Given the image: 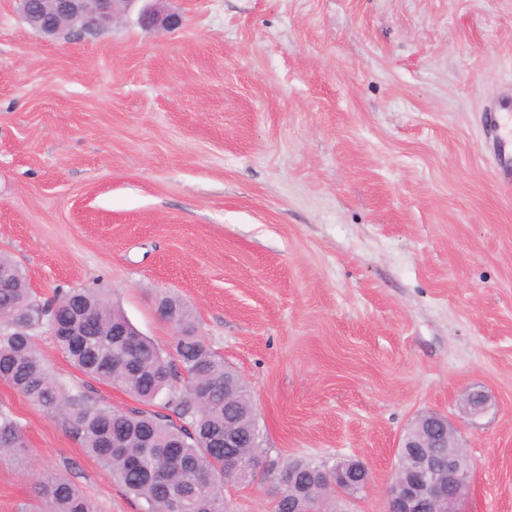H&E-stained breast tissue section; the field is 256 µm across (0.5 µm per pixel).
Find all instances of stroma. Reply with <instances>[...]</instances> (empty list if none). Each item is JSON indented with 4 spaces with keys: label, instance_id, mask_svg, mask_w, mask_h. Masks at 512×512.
<instances>
[{
    "label": "stroma",
    "instance_id": "obj_1",
    "mask_svg": "<svg viewBox=\"0 0 512 512\" xmlns=\"http://www.w3.org/2000/svg\"><path fill=\"white\" fill-rule=\"evenodd\" d=\"M44 39L0 0V254L34 302L100 291L160 349L168 295L244 378L268 464L364 463L384 512L397 445L445 415L473 467L462 512H512V192L487 111L512 99V0H162ZM57 380L116 409L47 327ZM488 398L470 416L465 394ZM27 458L0 457V512L43 472L96 512L143 503L61 416L0 382ZM275 486L225 483L232 512ZM140 23L145 27L161 26L176 29L181 25V18L174 13H164L157 7L146 6L140 13Z\"/></svg>",
    "mask_w": 512,
    "mask_h": 512
}]
</instances>
